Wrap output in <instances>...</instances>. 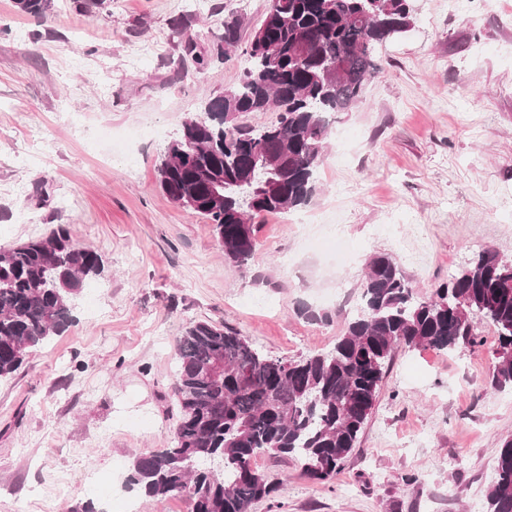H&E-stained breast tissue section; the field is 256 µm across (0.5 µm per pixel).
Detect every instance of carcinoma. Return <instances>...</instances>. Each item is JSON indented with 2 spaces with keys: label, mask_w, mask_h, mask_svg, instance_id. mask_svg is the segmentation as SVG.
Here are the masks:
<instances>
[{
  "label": "carcinoma",
  "mask_w": 512,
  "mask_h": 512,
  "mask_svg": "<svg viewBox=\"0 0 512 512\" xmlns=\"http://www.w3.org/2000/svg\"><path fill=\"white\" fill-rule=\"evenodd\" d=\"M17 5L40 17L51 0ZM410 26L408 0H268L243 78L184 121L158 166L160 189L176 204L193 199L191 211L212 224L225 257L249 270L255 219L311 202L336 115L379 72L378 47ZM238 30V19L224 21L216 58L238 43ZM268 111L278 113L268 126L238 122ZM367 267L361 311L328 353L271 357L235 329L189 323L174 340L179 417L170 445L135 456L127 485L158 501L185 495L192 512H251L278 490L252 466L270 452L328 481L356 448L395 350L475 347L477 316L497 333L492 385L512 386L511 260L485 248L430 298L418 297L389 254ZM102 271L101 255L78 246L68 224L0 246V380L75 323L76 296ZM486 500L488 512H512V437L501 440Z\"/></svg>",
  "instance_id": "carcinoma-1"
}]
</instances>
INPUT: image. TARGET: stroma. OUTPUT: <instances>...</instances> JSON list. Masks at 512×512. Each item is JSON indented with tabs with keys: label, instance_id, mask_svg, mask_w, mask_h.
<instances>
[{
	"label": "stroma",
	"instance_id": "obj_1",
	"mask_svg": "<svg viewBox=\"0 0 512 512\" xmlns=\"http://www.w3.org/2000/svg\"><path fill=\"white\" fill-rule=\"evenodd\" d=\"M411 28L379 50L382 71L334 124L317 191L299 216L257 226L249 272L228 261L211 224L173 203L157 167L183 121L236 86L267 0H107L93 13L53 0L44 18L0 0V245L68 224L102 275L76 321L0 381V512H191L128 489L136 455L167 447L177 406L173 343L192 321L232 327L263 352L330 350L360 302L371 255H393L419 296L490 247L512 259V0H409ZM237 17L228 59L199 69ZM187 18L183 33L175 19ZM196 53L184 55L185 38ZM50 129V148L33 140ZM339 224L335 248L308 238ZM311 307L329 313L313 321ZM482 346L398 348L360 442L332 480L259 456L279 483L252 512H487L512 389L492 388L494 328Z\"/></svg>",
	"mask_w": 512,
	"mask_h": 512
}]
</instances>
